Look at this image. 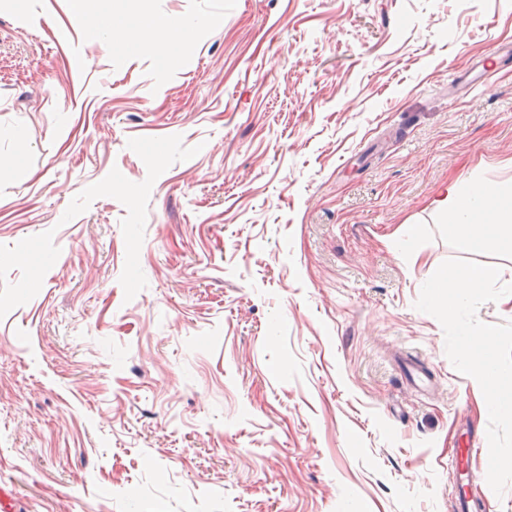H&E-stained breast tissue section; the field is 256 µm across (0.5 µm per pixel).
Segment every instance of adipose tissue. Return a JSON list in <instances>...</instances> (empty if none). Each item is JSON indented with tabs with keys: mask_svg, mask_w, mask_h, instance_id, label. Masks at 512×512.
I'll use <instances>...</instances> for the list:
<instances>
[{
	"mask_svg": "<svg viewBox=\"0 0 512 512\" xmlns=\"http://www.w3.org/2000/svg\"><path fill=\"white\" fill-rule=\"evenodd\" d=\"M433 212L453 214L475 251L512 250V187L490 186L467 174L445 185L430 201Z\"/></svg>",
	"mask_w": 512,
	"mask_h": 512,
	"instance_id": "obj_1",
	"label": "adipose tissue"
}]
</instances>
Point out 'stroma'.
Returning <instances> with one entry per match:
<instances>
[{
	"mask_svg": "<svg viewBox=\"0 0 512 512\" xmlns=\"http://www.w3.org/2000/svg\"><path fill=\"white\" fill-rule=\"evenodd\" d=\"M0 0V483L18 512H452L486 435L415 309L512 184V0ZM200 21L177 52L144 15ZM127 184L113 191L114 179ZM417 357L432 390L403 371ZM429 206L433 212L454 215L453 227L466 230L470 249L511 252V185L490 186L469 173L445 185ZM468 438L462 448H456L451 486L452 510L454 512H482L485 506V493L482 480L471 468L470 458L478 448L474 445V436L467 432Z\"/></svg>",
	"mask_w": 512,
	"mask_h": 512,
	"instance_id": "1",
	"label": "stroma"
}]
</instances>
